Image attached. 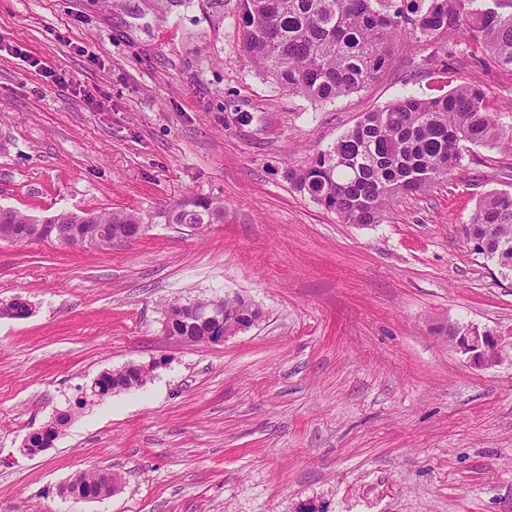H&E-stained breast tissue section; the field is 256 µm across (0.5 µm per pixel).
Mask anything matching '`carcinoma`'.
<instances>
[{
  "mask_svg": "<svg viewBox=\"0 0 512 512\" xmlns=\"http://www.w3.org/2000/svg\"><path fill=\"white\" fill-rule=\"evenodd\" d=\"M481 7L477 0H239L242 52L264 76L283 89L316 102L333 101L363 88L384 69L392 42L401 34L437 43L448 31L512 69V12ZM497 147L512 154V122L489 110L483 89L461 84L435 97L399 98L372 112L341 135L326 151L292 173L295 185L336 214L344 224H379L399 197L425 191L443 181L459 164L466 144ZM95 223L116 228L137 224H202L224 222V202L186 196L154 213L140 210L87 212ZM32 216L0 207V226L24 234L21 241L43 240ZM64 224L73 236H85L90 224H77L61 211L43 219ZM479 253L512 274V194L494 192L476 208L465 228ZM223 321L261 315L239 295L223 299ZM216 321L201 316L169 320L172 336L205 343L220 335ZM148 380L143 368L130 363L99 375L89 396L138 389ZM87 405L74 401L42 429L30 433L23 452L34 455L59 435L74 411ZM112 472L90 470L66 487L84 500L114 493Z\"/></svg>",
  "mask_w": 512,
  "mask_h": 512,
  "instance_id": "carcinoma-1",
  "label": "carcinoma"
}]
</instances>
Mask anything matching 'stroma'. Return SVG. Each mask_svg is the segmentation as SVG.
Segmentation results:
<instances>
[{"mask_svg": "<svg viewBox=\"0 0 512 512\" xmlns=\"http://www.w3.org/2000/svg\"><path fill=\"white\" fill-rule=\"evenodd\" d=\"M237 0H0V206L155 211L187 195L224 221L154 224L104 249L0 241V512H512V362L470 366L436 328L512 334V278L463 233L512 192V154L466 151L383 223H341L290 172L365 113L512 70L451 33L392 45L374 82L318 103L243 56ZM69 80L60 87L58 78ZM238 293L262 320L186 346L162 303ZM141 388L21 448L106 371ZM107 469L112 495L65 486Z\"/></svg>", "mask_w": 512, "mask_h": 512, "instance_id": "stroma-1", "label": "stroma"}]
</instances>
